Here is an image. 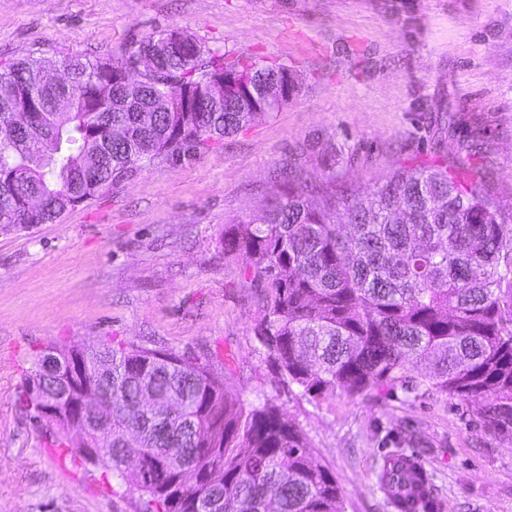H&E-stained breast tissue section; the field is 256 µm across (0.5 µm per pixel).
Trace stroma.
I'll use <instances>...</instances> for the list:
<instances>
[{"mask_svg":"<svg viewBox=\"0 0 512 512\" xmlns=\"http://www.w3.org/2000/svg\"><path fill=\"white\" fill-rule=\"evenodd\" d=\"M178 27L211 49L286 64L299 91L204 153L161 157L55 221L0 231V512H139L79 440L49 445L22 405L49 342L208 354L226 394L300 424L341 488V512H396L385 455L415 456L432 512H512V440L483 400L401 389L321 399L284 383L254 327L260 294L224 255L286 170L329 171L360 196L400 167L447 169L512 212V0H0V63L119 56Z\"/></svg>","mask_w":512,"mask_h":512,"instance_id":"obj_1","label":"stroma"}]
</instances>
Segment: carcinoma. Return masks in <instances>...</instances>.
<instances>
[{"instance_id": "carcinoma-1", "label": "carcinoma", "mask_w": 512, "mask_h": 512, "mask_svg": "<svg viewBox=\"0 0 512 512\" xmlns=\"http://www.w3.org/2000/svg\"><path fill=\"white\" fill-rule=\"evenodd\" d=\"M148 55L140 79L123 73ZM226 74L240 78L219 91ZM286 65L215 51L179 28L158 29L118 61L80 54L0 67V230L55 221L163 156L206 152L279 110ZM36 114L26 136L10 118ZM347 221L336 223V211ZM224 254L263 288L254 328L278 374L317 398L401 387L486 398L485 428L512 437V218L476 185L441 169L397 170L363 202L331 174L300 176L261 213L224 228ZM112 371L70 359V397L86 383L112 399L92 463L140 493V512H341L333 473L312 461L298 423L268 402L229 401L208 356L131 346L94 350ZM426 367L413 380L410 367ZM53 378L29 375L23 406L57 399ZM136 452L143 466L126 472ZM422 478L417 459L382 470L388 488ZM427 502L393 499L398 512Z\"/></svg>"}]
</instances>
